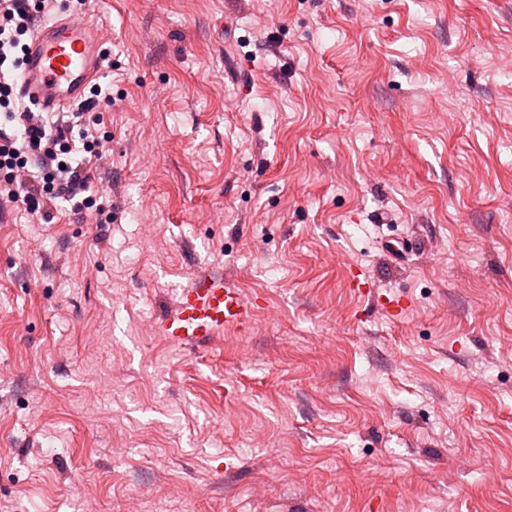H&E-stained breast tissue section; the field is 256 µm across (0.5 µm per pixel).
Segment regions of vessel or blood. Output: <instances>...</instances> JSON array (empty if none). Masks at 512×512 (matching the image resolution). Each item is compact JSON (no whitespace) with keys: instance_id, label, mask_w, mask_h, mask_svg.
Listing matches in <instances>:
<instances>
[{"instance_id":"obj_1","label":"vessel or blood","mask_w":512,"mask_h":512,"mask_svg":"<svg viewBox=\"0 0 512 512\" xmlns=\"http://www.w3.org/2000/svg\"><path fill=\"white\" fill-rule=\"evenodd\" d=\"M101 51L93 27L62 18L33 34L18 80L20 93L42 111L61 112L84 98L99 76ZM254 305L223 273L205 272L180 289L173 306L156 321L157 335L185 350L222 339L225 329L248 335Z\"/></svg>"}]
</instances>
